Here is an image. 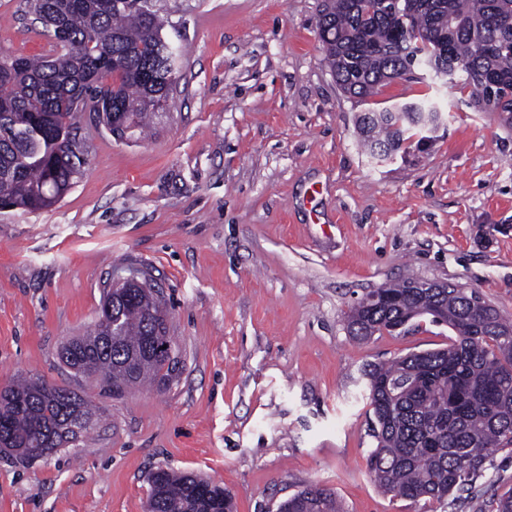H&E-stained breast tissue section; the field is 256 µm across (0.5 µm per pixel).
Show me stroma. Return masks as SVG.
I'll return each mask as SVG.
<instances>
[{
    "label": "stroma",
    "instance_id": "obj_1",
    "mask_svg": "<svg viewBox=\"0 0 512 512\" xmlns=\"http://www.w3.org/2000/svg\"><path fill=\"white\" fill-rule=\"evenodd\" d=\"M322 0H163L179 78L146 135L81 114L89 163L60 202L0 211V389L68 387L101 420L27 463L0 452V512H146L158 469L224 487L235 512H277L316 483L344 512H490L512 490L499 453L463 501L411 502L367 468L365 370L447 347L444 324L352 339L346 316L399 279L476 292L512 320V124L458 88L397 80L343 93L318 35ZM49 48L26 0H0V51ZM431 97L443 121L375 164L355 118ZM157 282L181 368L101 395L61 344L97 322L114 267Z\"/></svg>",
    "mask_w": 512,
    "mask_h": 512
}]
</instances>
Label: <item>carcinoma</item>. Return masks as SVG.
<instances>
[{"mask_svg":"<svg viewBox=\"0 0 512 512\" xmlns=\"http://www.w3.org/2000/svg\"><path fill=\"white\" fill-rule=\"evenodd\" d=\"M27 0L43 34L65 42L53 56L0 52V198L34 211L53 206L85 163L74 125L82 112L142 127L177 80L179 48L162 34L160 9L136 0ZM512 0H323L318 29L324 60L344 93L366 100L416 71L468 90L480 112L512 120ZM440 108L428 99L362 112L356 128L375 161L396 152L405 135L430 130ZM143 286L109 284L91 333L67 340L61 362L118 396L172 371L157 350L168 336L152 276ZM410 282L380 288L389 304H355L347 329L359 341L410 317L434 316L456 333L448 347L409 355L367 373L376 448L367 457L373 481L387 493L436 501L482 475L497 453L512 447V323L496 311L474 319L473 292L444 284L411 292ZM98 416L87 398L67 387L24 379L0 391V444L28 461L75 446ZM233 512L224 488L191 474L151 476L146 512ZM280 512H342L333 491L309 484Z\"/></svg>","mask_w":512,"mask_h":512,"instance_id":"carcinoma-1","label":"carcinoma"}]
</instances>
